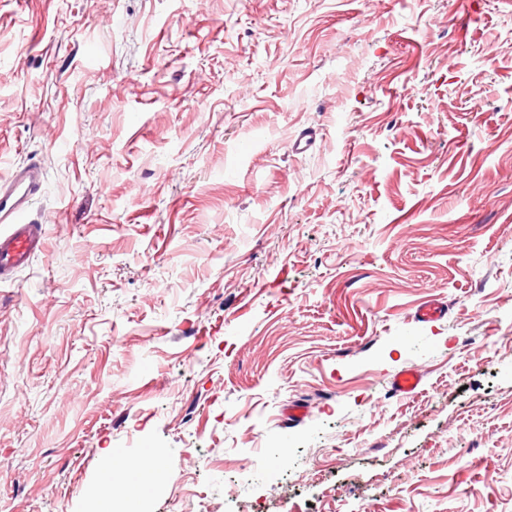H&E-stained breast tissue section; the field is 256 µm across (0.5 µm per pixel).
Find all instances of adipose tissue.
I'll return each mask as SVG.
<instances>
[{
	"label": "adipose tissue",
	"instance_id": "adipose-tissue-1",
	"mask_svg": "<svg viewBox=\"0 0 512 512\" xmlns=\"http://www.w3.org/2000/svg\"><path fill=\"white\" fill-rule=\"evenodd\" d=\"M103 471L101 480L92 496L93 512H103V507L112 497V476L117 472L131 475L132 480L124 491L128 504H135L142 489L162 482L164 472L158 459L147 458L133 461L118 455L114 449H105L103 453Z\"/></svg>",
	"mask_w": 512,
	"mask_h": 512
}]
</instances>
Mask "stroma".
Here are the masks:
<instances>
[{
    "label": "stroma",
    "instance_id": "35a3bbf8",
    "mask_svg": "<svg viewBox=\"0 0 512 512\" xmlns=\"http://www.w3.org/2000/svg\"><path fill=\"white\" fill-rule=\"evenodd\" d=\"M29 163L0 512H512V0H0ZM423 375L421 371L415 367L406 368L392 378V390L405 396H411L422 383ZM103 460L101 480L92 495V508L94 510H91V512H106L102 508L111 500L112 476L115 472H126L133 477V480L124 490V495L127 503L137 511L139 510L136 507V499L141 494L142 489L157 485L164 478L162 465L155 458L133 461L118 455L112 448H106L103 453Z\"/></svg>",
    "mask_w": 512,
    "mask_h": 512
}]
</instances>
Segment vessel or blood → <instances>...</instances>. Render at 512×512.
<instances>
[{
    "label": "vessel or blood",
    "instance_id": "vessel-or-blood-1",
    "mask_svg": "<svg viewBox=\"0 0 512 512\" xmlns=\"http://www.w3.org/2000/svg\"><path fill=\"white\" fill-rule=\"evenodd\" d=\"M43 187V171L30 163L13 167L0 178V285L13 281L44 246L43 225L27 220L26 215ZM421 371L406 368L392 378L394 392L415 394L422 383Z\"/></svg>",
    "mask_w": 512,
    "mask_h": 512
}]
</instances>
